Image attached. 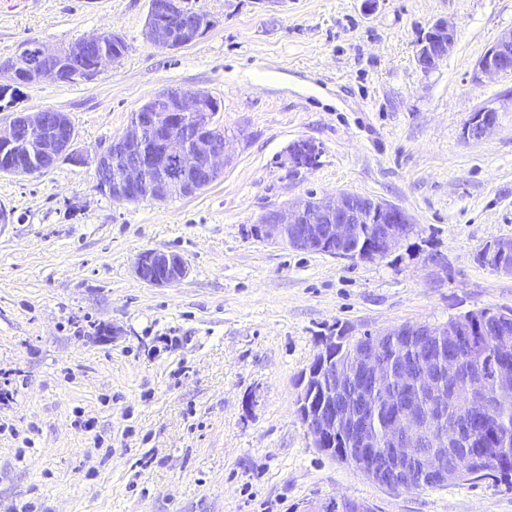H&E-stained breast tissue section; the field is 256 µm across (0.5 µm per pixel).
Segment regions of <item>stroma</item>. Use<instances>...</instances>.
Wrapping results in <instances>:
<instances>
[{
    "label": "stroma",
    "mask_w": 512,
    "mask_h": 512,
    "mask_svg": "<svg viewBox=\"0 0 512 512\" xmlns=\"http://www.w3.org/2000/svg\"><path fill=\"white\" fill-rule=\"evenodd\" d=\"M211 26L190 45L144 39L148 0H0V60L35 40L114 32L127 50L93 79H45L0 100L66 113L95 157L164 89L201 90L234 158L201 193L119 204L93 165L0 174V512H294L352 498L376 512H512L483 479L412 492L314 448L295 412L321 337L512 308V278L480 266L512 238V73L477 63L512 29V0H184ZM439 20L456 45L430 71ZM498 108L480 140L464 127ZM319 148L296 168V140ZM352 192L401 208L413 231L384 258L270 245L267 209ZM148 249L189 273L152 288ZM455 46V30L445 20L435 22L420 44L416 61L421 70L428 72L448 57ZM134 273L139 280L149 286L172 287L187 276L188 265L176 253L149 249L137 256ZM355 499H349V498H342V499H330V500H323V499H317L312 498L308 499L300 504V506L297 507V512H343V511H349V503ZM357 501V502H356ZM354 508L357 509H364L367 506L374 508V506L365 500H355L352 501ZM361 502V503H358ZM363 503V504H362Z\"/></svg>",
    "instance_id": "35a3bbf8"
}]
</instances>
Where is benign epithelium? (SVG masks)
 I'll list each match as a JSON object with an SVG mask.
<instances>
[{"mask_svg":"<svg viewBox=\"0 0 512 512\" xmlns=\"http://www.w3.org/2000/svg\"><path fill=\"white\" fill-rule=\"evenodd\" d=\"M203 32L194 24L192 12L182 0H149L144 29L146 41L155 48L177 50L195 41ZM455 46V30L446 20L435 22L420 44L416 61L428 72L448 57ZM95 56V69L101 71L114 58L107 52L104 35L80 38L67 50L39 45L36 56L24 45L11 59L0 62L4 87L31 84L46 78L69 82L83 77L79 63L85 54ZM512 70V30L501 33L478 62V71L500 76ZM210 95L204 91L169 89L141 105L130 123L112 138L107 149L97 155L94 165L99 183L116 203L165 202L173 197H191L206 189L223 174L232 161L229 138L224 128L213 121L202 130L192 129L187 118L208 115ZM498 110L484 106L475 111L464 134L480 139L492 131ZM41 136L40 154L29 166H19L6 157L13 156L22 144V135ZM75 130L64 112H16L0 121V170L32 176L47 171L60 159L74 166L88 163L75 146ZM316 151L308 140L292 143L288 150L295 167L309 165ZM370 225L371 241L357 251L352 248ZM411 227L401 209L382 201L343 192L319 199L309 197L291 205L270 209L255 225L260 240L286 245L305 252H319L339 259L384 258L394 252ZM487 266L495 273L512 277V238L490 243ZM134 273L152 287H172L188 274L186 261L178 254L149 249L141 252ZM429 336L459 343L472 336L470 327L456 316L443 323H403L390 329L351 336L342 330L321 340L319 351L301 373L302 387L296 400V413L318 451L330 454L336 441L349 448L338 460L358 471L367 480L391 489H408L419 473L446 485L460 477V468L448 464V434L436 427L433 414L417 400L412 389L425 386L437 392L442 380L448 386L459 382L461 362L448 356L442 365L435 356L422 359L409 371L388 361L390 344L422 342ZM495 383L494 398L512 403V366L497 357L472 363L467 409L486 412L492 406L481 389L484 380ZM362 394L368 404L383 399L386 430L378 435L364 419L341 415L336 399L346 390ZM428 442L431 449L419 450ZM351 499L312 498L298 506L297 512H347Z\"/></svg>","mask_w":512,"mask_h":512,"instance_id":"1","label":"benign epithelium"}]
</instances>
